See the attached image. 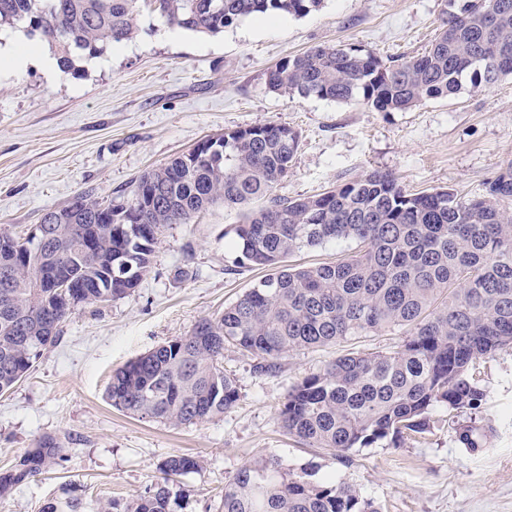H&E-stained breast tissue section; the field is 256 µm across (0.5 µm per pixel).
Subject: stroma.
Here are the masks:
<instances>
[{
    "instance_id": "35a3bbf8",
    "label": "stroma",
    "mask_w": 512,
    "mask_h": 512,
    "mask_svg": "<svg viewBox=\"0 0 512 512\" xmlns=\"http://www.w3.org/2000/svg\"><path fill=\"white\" fill-rule=\"evenodd\" d=\"M445 9V0H323L302 17L252 15L206 36L169 27L144 5L136 38L76 61L55 80L35 66L0 74V227L26 235L81 192L131 190L142 173L202 140L268 122L301 135L277 195L313 196L381 171L411 192L449 187L472 197L512 161V77L466 81L454 95L400 112L276 93L265 80L281 59L316 46L356 47L385 60L422 53ZM240 221L239 210L217 204L166 227L139 287L75 310L57 343L0 394V474L19 469L40 438L63 444L40 473L0 494V512H41L72 494L94 506L125 500L162 481L161 464L174 454L201 461L177 479L185 491L178 512H216L225 483L272 455L294 469L315 465L318 478L352 486L379 512H512L510 350L470 368L485 393L488 446L479 450L459 440L466 414L442 405L429 432L396 448L384 440L338 456L286 434L279 411L296 382L343 350L399 344L395 331L290 352L272 374L225 346L224 369L240 398L204 422L177 426L111 406L106 392L117 368L222 313L262 277L235 262L232 229Z\"/></svg>"
}]
</instances>
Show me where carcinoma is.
Listing matches in <instances>:
<instances>
[{
	"label": "carcinoma",
	"instance_id": "obj_1",
	"mask_svg": "<svg viewBox=\"0 0 512 512\" xmlns=\"http://www.w3.org/2000/svg\"><path fill=\"white\" fill-rule=\"evenodd\" d=\"M140 0H0V28L26 25L55 45L63 69L74 56L97 57L137 32ZM321 0H149L172 27L217 35L253 14L305 16ZM442 30L422 54L385 61L355 47L316 46L266 73L270 89L302 97L358 100L379 112L405 111L455 94L466 78L492 84L512 75V0H447ZM300 134L274 123L210 137L145 172L131 195L104 203L89 192L43 214L33 243L0 229V392L23 379L81 306L121 299L150 274L162 230L188 224L216 203L242 211L234 228L236 262L267 270L235 302L192 331L166 340L112 374V406L174 425L203 422L234 407L240 394L224 373L232 344L268 372L299 350L336 345L371 332L403 331L401 343L347 352L289 391L280 410L288 435L334 453L430 429L445 404L474 418L459 428L469 448L486 444L477 421L485 394L471 363L512 350V162L463 200L453 189L405 190L374 171L296 199L273 195L288 176ZM329 240L355 249L334 262L285 260ZM56 272L74 287L40 288ZM50 437L0 476V491L34 475L59 454ZM200 468L192 456L162 463L166 478L97 512H176L183 490L171 477ZM274 456L247 465L224 484L219 512H379L349 485L316 480ZM41 512H87L78 496Z\"/></svg>",
	"mask_w": 512,
	"mask_h": 512
}]
</instances>
